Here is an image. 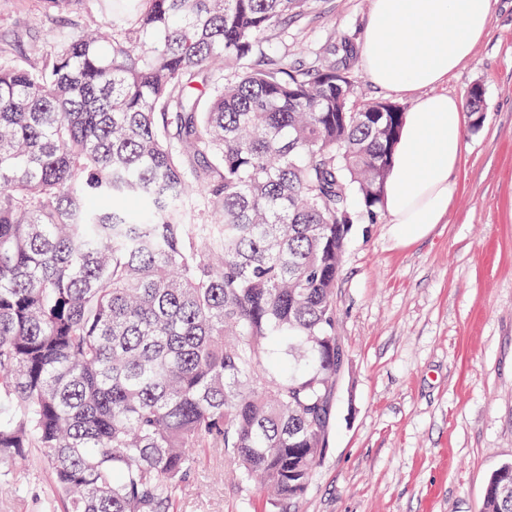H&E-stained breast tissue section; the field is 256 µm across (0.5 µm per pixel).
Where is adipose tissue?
Masks as SVG:
<instances>
[{"instance_id":"1","label":"adipose tissue","mask_w":512,"mask_h":512,"mask_svg":"<svg viewBox=\"0 0 512 512\" xmlns=\"http://www.w3.org/2000/svg\"><path fill=\"white\" fill-rule=\"evenodd\" d=\"M492 0H373L361 57L371 82L412 98L381 208L401 237L444 223L465 149L459 101L442 92L487 32Z\"/></svg>"}]
</instances>
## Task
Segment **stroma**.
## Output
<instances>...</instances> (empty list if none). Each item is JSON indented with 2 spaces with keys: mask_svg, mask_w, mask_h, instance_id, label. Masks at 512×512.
<instances>
[{
  "mask_svg": "<svg viewBox=\"0 0 512 512\" xmlns=\"http://www.w3.org/2000/svg\"><path fill=\"white\" fill-rule=\"evenodd\" d=\"M372 0H317L287 43L308 65L331 40L362 41ZM64 32L42 0H0V61L24 66ZM484 90L466 119L448 221L409 243L387 218L354 225L336 308L347 361L327 454L295 512H483L489 478L512 463V0L444 89ZM44 471L0 464V512H42ZM211 454L178 492L179 512H261Z\"/></svg>",
  "mask_w": 512,
  "mask_h": 512,
  "instance_id": "1",
  "label": "stroma"
}]
</instances>
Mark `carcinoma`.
Returning a JSON list of instances; mask_svg holds the SVG:
<instances>
[{
    "mask_svg": "<svg viewBox=\"0 0 512 512\" xmlns=\"http://www.w3.org/2000/svg\"><path fill=\"white\" fill-rule=\"evenodd\" d=\"M311 4L102 0L0 64V462L39 449L44 512H175L210 448L270 512L307 490L346 360L341 258L404 116L354 104L349 39L304 68L265 52ZM484 512H512V464Z\"/></svg>",
    "mask_w": 512,
    "mask_h": 512,
    "instance_id": "carcinoma-1",
    "label": "carcinoma"
}]
</instances>
